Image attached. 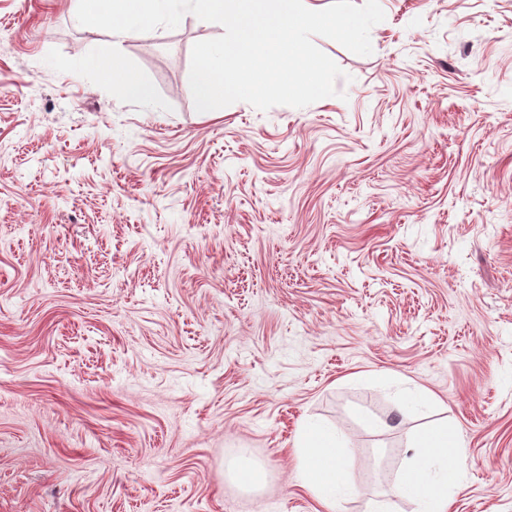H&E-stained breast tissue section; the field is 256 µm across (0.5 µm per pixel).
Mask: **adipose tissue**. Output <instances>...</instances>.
Returning <instances> with one entry per match:
<instances>
[{
  "label": "adipose tissue",
  "mask_w": 512,
  "mask_h": 512,
  "mask_svg": "<svg viewBox=\"0 0 512 512\" xmlns=\"http://www.w3.org/2000/svg\"><path fill=\"white\" fill-rule=\"evenodd\" d=\"M293 449L304 486L322 505L335 504L337 493L347 484L336 432L306 420ZM463 469L447 430L417 433L409 440L408 454L386 496L414 503V512H449Z\"/></svg>",
  "instance_id": "obj_1"
}]
</instances>
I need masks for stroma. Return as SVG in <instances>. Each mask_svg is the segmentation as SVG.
<instances>
[{
  "label": "stroma",
  "instance_id": "obj_1",
  "mask_svg": "<svg viewBox=\"0 0 512 512\" xmlns=\"http://www.w3.org/2000/svg\"><path fill=\"white\" fill-rule=\"evenodd\" d=\"M380 4L372 54L314 39L337 96L200 112L222 26L122 43L143 109L46 64L112 43L72 0H0V512H319L305 419L342 512L424 428L464 456L453 512H512V0ZM294 454L305 487L324 506L336 511V494L346 486V468L336 432L306 420L294 442Z\"/></svg>",
  "mask_w": 512,
  "mask_h": 512
}]
</instances>
